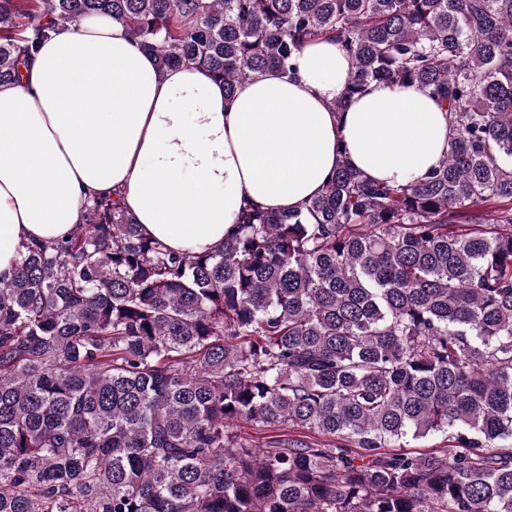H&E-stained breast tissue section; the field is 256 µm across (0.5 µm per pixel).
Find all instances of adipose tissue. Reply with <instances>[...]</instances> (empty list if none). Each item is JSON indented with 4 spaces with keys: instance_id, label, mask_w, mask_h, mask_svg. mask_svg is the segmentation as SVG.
Masks as SVG:
<instances>
[{
    "instance_id": "obj_1",
    "label": "adipose tissue",
    "mask_w": 512,
    "mask_h": 512,
    "mask_svg": "<svg viewBox=\"0 0 512 512\" xmlns=\"http://www.w3.org/2000/svg\"><path fill=\"white\" fill-rule=\"evenodd\" d=\"M294 67L228 100L200 68L158 70L108 16L59 27L20 82L0 86V280L21 243L70 236L96 197L171 250L211 251L244 205L296 209L341 162L407 184L446 155L448 116L420 86L374 83L333 112L353 72L340 45L318 40Z\"/></svg>"
}]
</instances>
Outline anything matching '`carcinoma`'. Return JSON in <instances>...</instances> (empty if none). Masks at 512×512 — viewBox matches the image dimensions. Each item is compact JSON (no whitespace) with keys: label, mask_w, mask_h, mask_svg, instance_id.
I'll use <instances>...</instances> for the list:
<instances>
[{"label":"carcinoma","mask_w":512,"mask_h":512,"mask_svg":"<svg viewBox=\"0 0 512 512\" xmlns=\"http://www.w3.org/2000/svg\"><path fill=\"white\" fill-rule=\"evenodd\" d=\"M95 14L227 98L332 37L334 111L416 84L452 134L416 183L345 162L214 251L110 197L25 246L0 281V512H512V0H0V85ZM436 434L458 452H383Z\"/></svg>","instance_id":"obj_1"}]
</instances>
